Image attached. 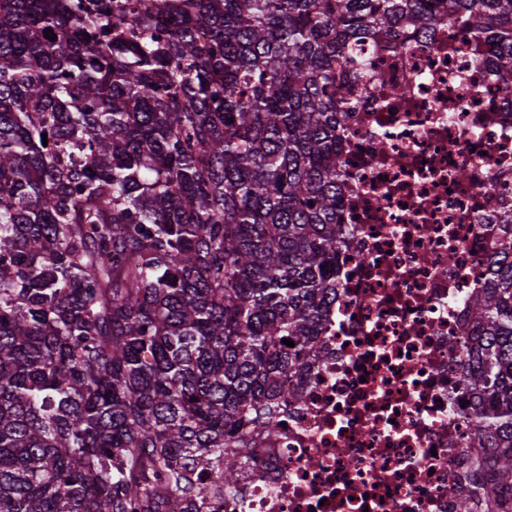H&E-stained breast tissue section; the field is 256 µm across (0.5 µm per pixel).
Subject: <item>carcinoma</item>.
Returning a JSON list of instances; mask_svg holds the SVG:
<instances>
[{"instance_id": "cac0c4a2", "label": "carcinoma", "mask_w": 512, "mask_h": 512, "mask_svg": "<svg viewBox=\"0 0 512 512\" xmlns=\"http://www.w3.org/2000/svg\"><path fill=\"white\" fill-rule=\"evenodd\" d=\"M445 23L512 91V0H0V512H221L336 301V81L402 95L354 47ZM499 223L457 512H512Z\"/></svg>"}]
</instances>
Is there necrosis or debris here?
I'll return each instance as SVG.
<instances>
[{"label": "necrosis or debris", "mask_w": 512, "mask_h": 512, "mask_svg": "<svg viewBox=\"0 0 512 512\" xmlns=\"http://www.w3.org/2000/svg\"><path fill=\"white\" fill-rule=\"evenodd\" d=\"M364 54L409 94L347 119L336 302L307 371L286 379L302 400L251 434L224 512H455L471 489L464 352L448 341L468 332L512 211V93L492 43L453 28Z\"/></svg>", "instance_id": "1"}]
</instances>
